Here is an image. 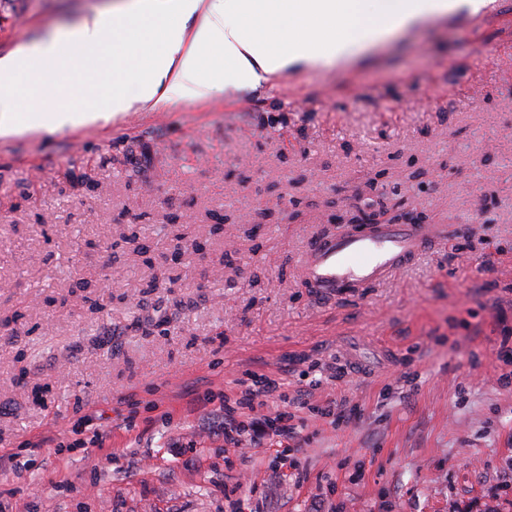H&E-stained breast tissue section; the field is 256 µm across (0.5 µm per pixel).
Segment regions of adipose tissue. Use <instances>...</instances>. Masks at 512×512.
<instances>
[{"mask_svg":"<svg viewBox=\"0 0 512 512\" xmlns=\"http://www.w3.org/2000/svg\"><path fill=\"white\" fill-rule=\"evenodd\" d=\"M478 0H127L0 58V137L107 122L134 104L255 87L328 66L419 18ZM61 89L52 106L48 81Z\"/></svg>","mask_w":512,"mask_h":512,"instance_id":"adipose-tissue-1","label":"adipose tissue"}]
</instances>
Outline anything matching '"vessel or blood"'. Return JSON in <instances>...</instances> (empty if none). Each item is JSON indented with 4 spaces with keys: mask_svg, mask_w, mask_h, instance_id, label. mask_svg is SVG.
<instances>
[{
    "mask_svg": "<svg viewBox=\"0 0 512 512\" xmlns=\"http://www.w3.org/2000/svg\"><path fill=\"white\" fill-rule=\"evenodd\" d=\"M446 233L443 224L344 226L313 243L304 264L306 279L327 298L359 295L401 271Z\"/></svg>",
    "mask_w": 512,
    "mask_h": 512,
    "instance_id": "b4317fda",
    "label": "vessel or blood"
}]
</instances>
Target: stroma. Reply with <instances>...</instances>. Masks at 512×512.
Listing matches in <instances>:
<instances>
[{"label": "stroma", "mask_w": 512, "mask_h": 512, "mask_svg": "<svg viewBox=\"0 0 512 512\" xmlns=\"http://www.w3.org/2000/svg\"><path fill=\"white\" fill-rule=\"evenodd\" d=\"M110 0H0V58ZM327 69L0 137L5 512H512V0ZM449 225L364 297L342 214ZM280 383L224 440V401ZM342 403L336 428L314 407ZM293 414L254 440L253 416ZM93 415L104 447L76 448Z\"/></svg>", "instance_id": "obj_1"}]
</instances>
